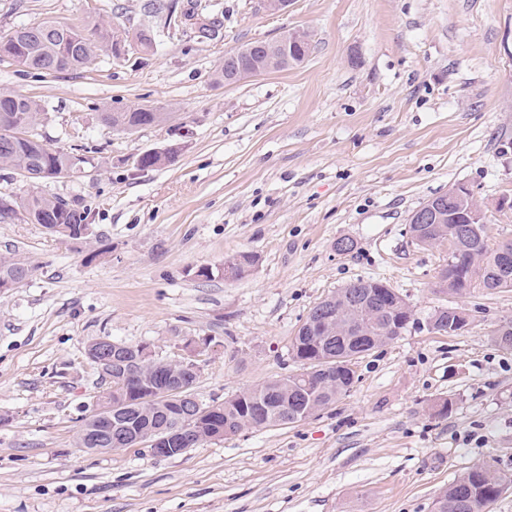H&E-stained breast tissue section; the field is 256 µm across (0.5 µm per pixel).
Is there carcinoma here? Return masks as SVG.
Here are the masks:
<instances>
[{
	"label": "carcinoma",
	"mask_w": 512,
	"mask_h": 512,
	"mask_svg": "<svg viewBox=\"0 0 512 512\" xmlns=\"http://www.w3.org/2000/svg\"><path fill=\"white\" fill-rule=\"evenodd\" d=\"M123 39L108 33L95 24L61 27L50 21L16 27L6 36L0 34V57H8L14 64L26 70L53 72L57 74L77 71L87 67L86 58L97 57L105 52L112 54ZM310 44L295 45L289 49V60L277 63L275 70H285L299 63L297 57L307 56ZM43 109L34 100L8 88H0V165L29 173L50 172L53 169L76 172L74 160L80 153L63 150H42L30 140L14 136L19 127L32 133L39 123ZM165 119L162 112H143L136 108L123 112H107L104 120L114 128L135 130L142 126L160 123ZM22 211L30 224L50 223L54 235L71 240L86 237L89 228V213L80 212L60 197L41 192H32L18 201L0 198V219L10 220L17 211ZM456 207L446 205L444 213L448 220L442 224L424 225L427 245L443 243L454 236L455 222L452 214ZM479 236L463 243L473 252V267L463 275L439 278V288L452 295H459L470 287L492 289L503 272L512 275V266L504 270L500 264V247L489 246L487 225H477ZM254 263V257L242 253L226 261L234 271V278L242 277ZM32 274V267L15 257H0V280L10 279L20 285ZM373 292L365 299L367 292ZM400 298L394 290L384 287L376 280H358L339 290L335 323L345 325L350 321H361L369 328L370 336L392 341L407 329L411 316L399 309ZM325 315L312 308L307 320L314 322L303 336H295L291 344L294 361L300 368L279 379L248 388L223 402L198 404L190 401L185 407L193 410V445L216 440V434L224 426L237 434L246 429H258L306 419L307 408L316 412L336 402L350 391L354 378L350 376V363L336 361L334 357L357 349L346 336L331 333ZM433 328L445 332H456L469 325L467 315L458 318L440 308L431 316ZM124 352L134 361L137 376L131 380L140 389L142 401L132 402L131 394L121 388H112L109 404L112 420L122 421L132 434L155 433L157 429L173 426L179 420L182 407L165 398V391L173 386L185 385V393L194 396V383L198 370L167 359L153 357L148 347L137 344L126 345ZM102 423L96 415L85 420L78 434L79 448L94 445L90 442L91 429ZM504 485L512 486V473L501 470L491 463L471 467L448 486L435 503V512H486L499 498L498 490Z\"/></svg>",
	"instance_id": "carcinoma-1"
}]
</instances>
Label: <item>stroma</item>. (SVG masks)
<instances>
[{"mask_svg": "<svg viewBox=\"0 0 512 512\" xmlns=\"http://www.w3.org/2000/svg\"><path fill=\"white\" fill-rule=\"evenodd\" d=\"M151 0H0V32L50 20L150 30L147 59L101 57L67 74L0 61V86L37 101L50 148L85 146L67 178L0 166V197L32 191L87 211L85 239L0 223V256L33 268L0 294V512H434L471 466L512 471V288L442 292L447 246L412 242L408 219L457 183L490 206L491 240L512 238V0H210L217 38L166 24ZM309 33L301 64L234 84L224 58ZM150 105L133 131L103 113ZM179 143L172 164L134 156ZM353 241L341 253L339 239ZM253 254L242 278L225 260ZM212 278L197 277L199 267ZM409 303L406 331L352 364L354 384L303 422L244 431L161 457L139 444L76 445L100 387L86 345L109 337L154 357L191 356L199 401H224L297 364L310 310L357 280ZM469 326L436 332L441 307Z\"/></svg>", "mask_w": 512, "mask_h": 512, "instance_id": "obj_1", "label": "stroma"}]
</instances>
